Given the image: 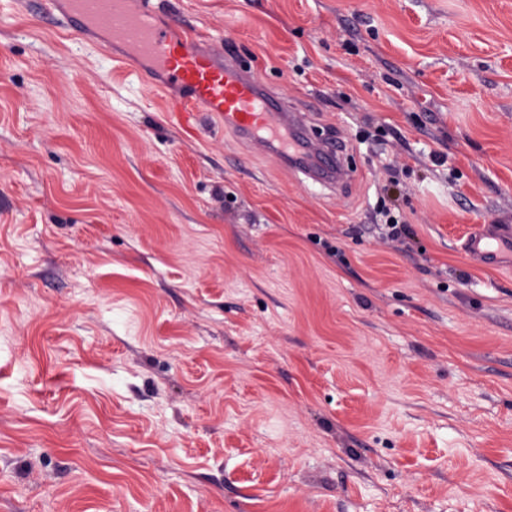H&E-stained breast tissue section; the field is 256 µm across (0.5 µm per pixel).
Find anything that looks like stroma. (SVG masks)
Masks as SVG:
<instances>
[{"label":"stroma","instance_id":"stroma-1","mask_svg":"<svg viewBox=\"0 0 512 512\" xmlns=\"http://www.w3.org/2000/svg\"><path fill=\"white\" fill-rule=\"evenodd\" d=\"M154 2L350 177L0 0V512H512V0ZM465 250L470 255L494 254L503 251L512 253V229L510 233L501 230L494 235L474 233L467 238Z\"/></svg>","mask_w":512,"mask_h":512}]
</instances>
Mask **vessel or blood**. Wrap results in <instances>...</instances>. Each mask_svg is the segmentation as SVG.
Here are the masks:
<instances>
[{"instance_id": "obj_1", "label": "vessel or blood", "mask_w": 512, "mask_h": 512, "mask_svg": "<svg viewBox=\"0 0 512 512\" xmlns=\"http://www.w3.org/2000/svg\"><path fill=\"white\" fill-rule=\"evenodd\" d=\"M44 15L60 14L74 31L95 29L122 47L119 57L131 72L148 65L170 89L167 110L184 132H191L199 113L224 122L225 130L248 139H263L289 167H301L313 180L336 184L346 171L331 141H312L302 115L264 88L233 53L217 46L198 49L192 26L176 19L156 23L150 0H39ZM471 255L512 253V232L475 233L465 242Z\"/></svg>"}]
</instances>
